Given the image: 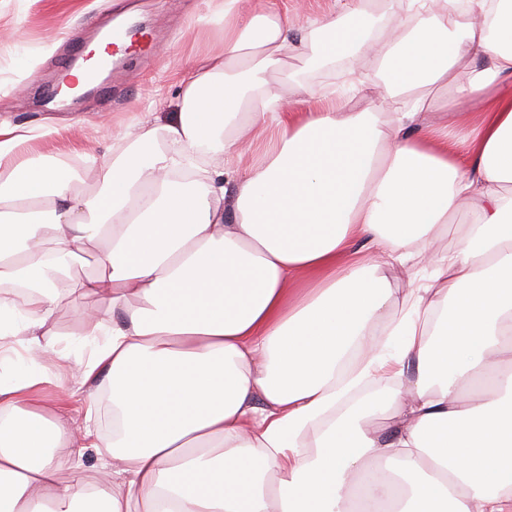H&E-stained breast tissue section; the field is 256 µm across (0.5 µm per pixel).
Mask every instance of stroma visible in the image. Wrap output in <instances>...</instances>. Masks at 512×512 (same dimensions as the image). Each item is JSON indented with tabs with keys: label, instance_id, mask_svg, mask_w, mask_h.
I'll return each mask as SVG.
<instances>
[{
	"label": "stroma",
	"instance_id": "35a3bbf8",
	"mask_svg": "<svg viewBox=\"0 0 512 512\" xmlns=\"http://www.w3.org/2000/svg\"><path fill=\"white\" fill-rule=\"evenodd\" d=\"M209 5L204 0H0V126L28 136L16 159L50 156L61 166L76 168L80 179L75 192L96 193L101 169L111 162L123 133L145 119L163 125L169 113L178 111L172 60L188 63L223 47L224 33L208 18ZM130 10L146 21L147 36L114 66L104 89L70 107L45 105L59 73L71 63L73 43L86 20ZM385 70L382 59L366 54L355 71L341 73L333 66H317L306 51L289 54L266 78L274 85H301L315 92L331 82L341 92L354 78L381 83ZM84 306L78 299L64 301L47 324L55 345L44 368L49 381L43 397L47 405L65 411L73 428L96 429L103 424L100 415H87L85 405L73 398L84 389L80 370L86 350L76 316Z\"/></svg>",
	"mask_w": 512,
	"mask_h": 512
}]
</instances>
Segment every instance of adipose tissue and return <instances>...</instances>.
<instances>
[{"instance_id": "obj_1", "label": "adipose tissue", "mask_w": 512, "mask_h": 512, "mask_svg": "<svg viewBox=\"0 0 512 512\" xmlns=\"http://www.w3.org/2000/svg\"><path fill=\"white\" fill-rule=\"evenodd\" d=\"M363 2L317 18L315 61L382 55L373 109L270 87L305 38L273 0H224L223 49L95 195L43 156L0 183V286L29 291L0 299V354L38 359L63 297L88 301L86 401L119 420L72 436L40 370L0 378V512H512V0H410L370 38ZM466 204L463 246L436 251ZM393 267L415 287L390 319ZM366 380L390 386L343 404ZM64 445L110 449L111 480L62 482ZM106 248L103 245L92 247L84 253H80L77 259H73L71 262V270L73 273L78 275H91L96 273L101 266V263L105 257ZM85 255H89L94 258V263H90L84 259Z\"/></svg>"}]
</instances>
